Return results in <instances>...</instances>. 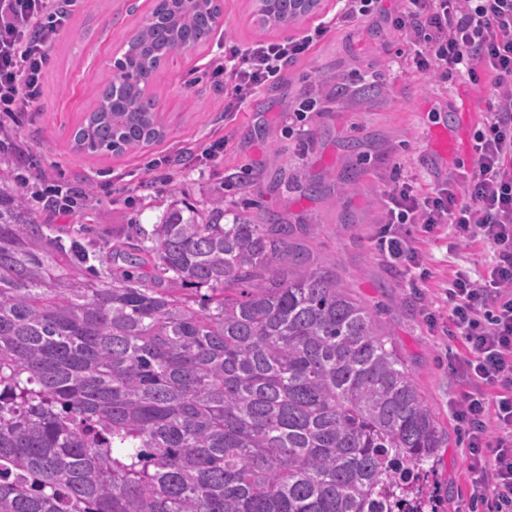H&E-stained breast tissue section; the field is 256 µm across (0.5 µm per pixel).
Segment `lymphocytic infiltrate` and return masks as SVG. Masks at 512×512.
Here are the masks:
<instances>
[{
    "mask_svg": "<svg viewBox=\"0 0 512 512\" xmlns=\"http://www.w3.org/2000/svg\"><path fill=\"white\" fill-rule=\"evenodd\" d=\"M331 22L303 35L224 45V97L243 103L303 57L330 26L368 20L374 0H337ZM63 0H0V113L32 111L41 97L50 51L68 17ZM418 70L467 75L494 99L472 140L474 170L458 189L420 197L393 187L385 199L380 248L419 263L402 224L450 225L458 241L492 250L485 276L460 273L446 290L448 322L468 349L461 376L468 390L456 412L470 450L474 506L512 512V0H403L390 16Z\"/></svg>",
    "mask_w": 512,
    "mask_h": 512,
    "instance_id": "1",
    "label": "lymphocytic infiltrate"
}]
</instances>
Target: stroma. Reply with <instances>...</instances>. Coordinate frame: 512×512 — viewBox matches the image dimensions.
<instances>
[{
    "mask_svg": "<svg viewBox=\"0 0 512 512\" xmlns=\"http://www.w3.org/2000/svg\"><path fill=\"white\" fill-rule=\"evenodd\" d=\"M156 0H72L66 25L51 48L36 110L0 114V164L23 169L30 188L86 183L93 192L83 209L53 218L40 198L31 204L45 223L73 232L90 225L100 242L129 224L151 228L170 208L203 212L215 198L224 207L274 214L292 225V245L311 263L336 275L366 305L388 334L426 403L448 434L427 482L438 512H469L468 437L454 410L466 387L459 376L465 354L448 333L445 289L455 271L471 276L490 263L488 245L458 244L448 225L426 231L408 225L425 277L408 274L377 245L385 219V192L408 184L424 194L472 173L470 150H434L431 130L458 129L457 106L468 97L478 119L492 103L489 89L457 73L421 74L406 53L389 14L398 0H380L374 15L326 33L296 63L245 103L229 107L224 85L206 62L218 61L225 42L247 47L284 40L312 27L313 17L288 28L258 29L254 0H223V19L202 48L179 52L150 83L168 127L159 143L121 156L72 150L70 134L112 72V51L138 29ZM472 122V129L480 124ZM224 149L205 157L216 141ZM351 175L353 187L340 178ZM321 182L320 194L305 184Z\"/></svg>",
    "mask_w": 512,
    "mask_h": 512,
    "instance_id": "1",
    "label": "stroma"
}]
</instances>
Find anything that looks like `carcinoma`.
I'll list each match as a JSON object with an SVG mask.
<instances>
[{
  "mask_svg": "<svg viewBox=\"0 0 512 512\" xmlns=\"http://www.w3.org/2000/svg\"><path fill=\"white\" fill-rule=\"evenodd\" d=\"M220 10L156 3L73 149L164 139L142 86ZM228 214L67 244L0 168V512H435L445 433L395 344L291 227Z\"/></svg>",
  "mask_w": 512,
  "mask_h": 512,
  "instance_id": "1",
  "label": "carcinoma"
}]
</instances>
